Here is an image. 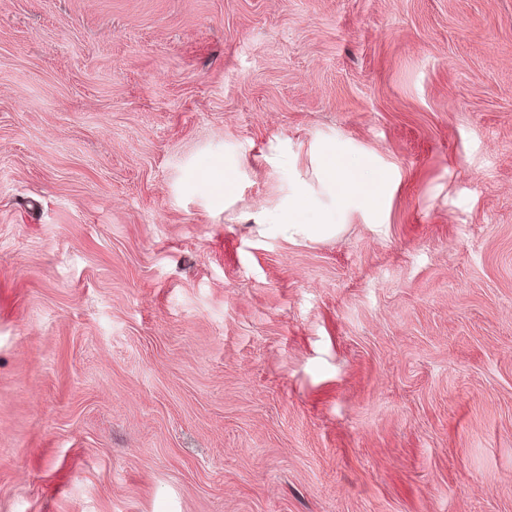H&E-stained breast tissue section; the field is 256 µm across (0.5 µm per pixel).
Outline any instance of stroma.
I'll return each mask as SVG.
<instances>
[{
  "label": "stroma",
  "mask_w": 512,
  "mask_h": 512,
  "mask_svg": "<svg viewBox=\"0 0 512 512\" xmlns=\"http://www.w3.org/2000/svg\"><path fill=\"white\" fill-rule=\"evenodd\" d=\"M0 512H512V0H0ZM322 182L333 193L336 211L343 212L355 202L377 211L389 190V180L382 178L367 160L326 147L320 156ZM307 190V183L304 180H298L297 187H295L291 195L288 196V220L283 217L281 220L270 224H275V226H288L289 237L320 238L334 235L338 236L344 229L343 224H314L308 223L302 219V213L307 209Z\"/></svg>",
  "instance_id": "1"
}]
</instances>
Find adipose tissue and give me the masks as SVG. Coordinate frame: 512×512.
Masks as SVG:
<instances>
[{"mask_svg":"<svg viewBox=\"0 0 512 512\" xmlns=\"http://www.w3.org/2000/svg\"><path fill=\"white\" fill-rule=\"evenodd\" d=\"M321 178L332 192L337 211H345L352 204L365 205L376 211L383 205L389 190V180L382 178L367 160L344 154L328 147L320 156ZM308 185L298 181L288 197V233L292 236L320 238L340 234L342 225L335 223H309L302 214L307 208Z\"/></svg>","mask_w":512,"mask_h":512,"instance_id":"obj_1","label":"adipose tissue"}]
</instances>
